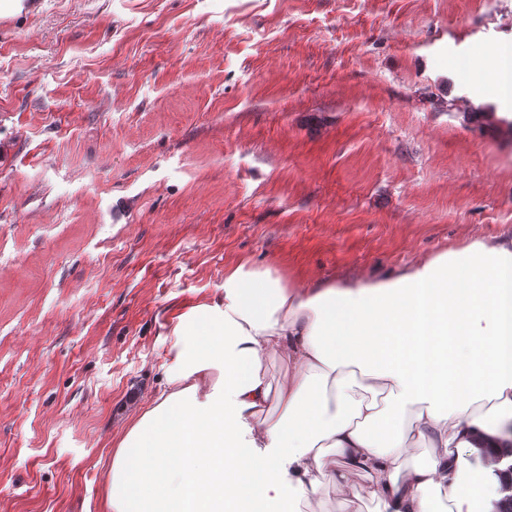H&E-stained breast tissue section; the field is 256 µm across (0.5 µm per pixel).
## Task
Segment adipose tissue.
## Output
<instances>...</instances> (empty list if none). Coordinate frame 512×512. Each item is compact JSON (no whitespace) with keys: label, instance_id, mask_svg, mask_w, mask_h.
I'll return each instance as SVG.
<instances>
[{"label":"adipose tissue","instance_id":"1","mask_svg":"<svg viewBox=\"0 0 512 512\" xmlns=\"http://www.w3.org/2000/svg\"><path fill=\"white\" fill-rule=\"evenodd\" d=\"M171 333L161 390L112 450L104 512H318L326 489L474 512L484 487L460 480L462 449H485L489 471L512 446V232L304 290L242 264ZM420 440L426 464L404 454Z\"/></svg>","mask_w":512,"mask_h":512}]
</instances>
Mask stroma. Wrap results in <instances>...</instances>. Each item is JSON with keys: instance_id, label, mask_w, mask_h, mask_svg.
<instances>
[{"instance_id": "35a3bbf8", "label": "stroma", "mask_w": 512, "mask_h": 512, "mask_svg": "<svg viewBox=\"0 0 512 512\" xmlns=\"http://www.w3.org/2000/svg\"><path fill=\"white\" fill-rule=\"evenodd\" d=\"M512 0L0 12V512H102L134 394L228 268L304 288L512 230Z\"/></svg>"}]
</instances>
